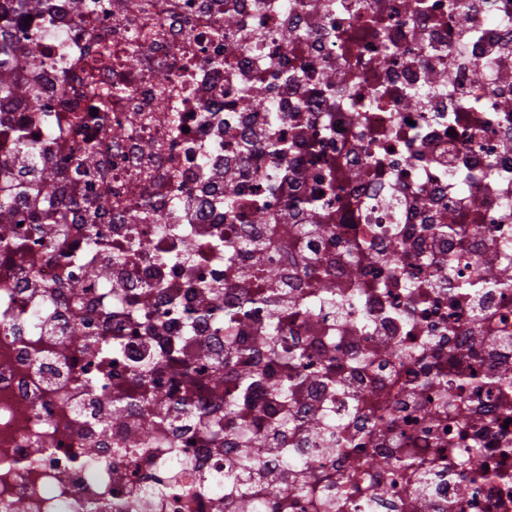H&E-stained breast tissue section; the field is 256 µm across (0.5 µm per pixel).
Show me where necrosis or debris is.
<instances>
[{"label":"necrosis or debris","mask_w":512,"mask_h":512,"mask_svg":"<svg viewBox=\"0 0 512 512\" xmlns=\"http://www.w3.org/2000/svg\"><path fill=\"white\" fill-rule=\"evenodd\" d=\"M0 70V512H512V0H0Z\"/></svg>","instance_id":"necrosis-or-debris-1"}]
</instances>
